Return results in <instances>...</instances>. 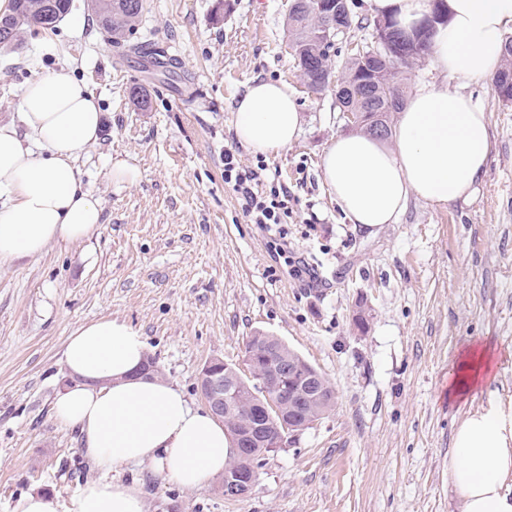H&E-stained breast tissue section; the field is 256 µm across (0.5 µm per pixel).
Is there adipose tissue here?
Here are the masks:
<instances>
[{
	"mask_svg": "<svg viewBox=\"0 0 512 512\" xmlns=\"http://www.w3.org/2000/svg\"><path fill=\"white\" fill-rule=\"evenodd\" d=\"M371 16L414 27L432 0H365ZM428 65L442 83L420 85L399 114L391 142L365 132L337 136L324 149L328 194L351 223H396L409 199L445 206L477 189L491 151L486 112L448 79L476 81L494 73L512 31V0H445ZM19 110L24 126L0 125V262L42 254L60 242L90 239L102 223L98 199L83 190L75 163L103 128L99 99L66 72L31 81ZM235 139L256 155L291 146L300 112L287 85L253 80L233 114ZM69 382L55 400L58 418L76 428L103 478L69 502L31 491L13 512H144L128 465L145 466L194 489L222 474L232 455L227 429L206 409L192 408L175 385L145 376V345L125 322L79 325L66 341ZM494 353L469 347L449 397L478 391L486 401L453 434L448 481L461 512H512V402L491 390Z\"/></svg>",
	"mask_w": 512,
	"mask_h": 512,
	"instance_id": "ef3b65f1",
	"label": "adipose tissue"
}]
</instances>
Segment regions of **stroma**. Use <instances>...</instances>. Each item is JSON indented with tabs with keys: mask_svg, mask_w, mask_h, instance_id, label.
Segmentation results:
<instances>
[{
	"mask_svg": "<svg viewBox=\"0 0 512 512\" xmlns=\"http://www.w3.org/2000/svg\"><path fill=\"white\" fill-rule=\"evenodd\" d=\"M291 0H146L144 55L112 45L87 0L55 31L0 50V123H20L25 87L66 70L99 98L104 128L79 158L81 186L104 222L87 242L60 243L0 265V512L33 489L68 501L101 472L53 402L68 381L65 342L80 324L125 321L143 336L161 379L192 407L212 359L243 367L255 333L279 337L332 385L335 407L267 453L246 497L220 478L185 489L148 468L125 477L145 512H459L448 457L466 409L444 385L469 346L497 357L491 387L512 399V105L491 79L449 80L486 112L491 155L475 194L445 207L410 201L397 223L351 224L327 194L320 160L350 133L333 91L305 86L289 50ZM257 78L287 83L301 112L297 141L266 156L293 198L288 241L319 265L323 284L269 276L266 237L224 183V151L243 164L233 109ZM150 95L135 106L132 86ZM136 166L131 186L107 177L112 158ZM366 323L357 327L358 303Z\"/></svg>",
	"mask_w": 512,
	"mask_h": 512,
	"instance_id": "35a3bbf8",
	"label": "stroma"
}]
</instances>
